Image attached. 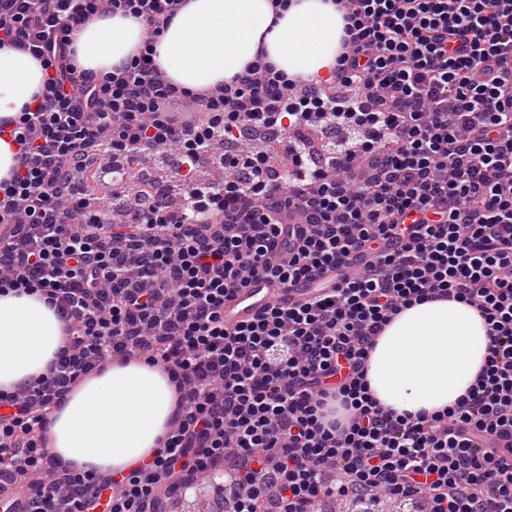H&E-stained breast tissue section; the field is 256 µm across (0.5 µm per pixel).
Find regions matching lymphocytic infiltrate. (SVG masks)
I'll return each instance as SVG.
<instances>
[{
	"mask_svg": "<svg viewBox=\"0 0 512 512\" xmlns=\"http://www.w3.org/2000/svg\"><path fill=\"white\" fill-rule=\"evenodd\" d=\"M184 2L0 0V45L44 71L35 106L0 125L17 146L0 295L39 296L63 324L46 373L0 391V481L27 485L30 512H167L209 477L233 487L229 512L327 497L377 512L381 495L512 512V0H334L345 38L329 79L288 78L261 52L200 90L153 60ZM119 12L146 26L137 54L79 69L74 32ZM273 127L282 167L223 149ZM96 148L130 166L174 150L181 204L74 192ZM331 271L336 286L302 305L224 322L253 281ZM436 300L480 314L485 365L452 407L385 410L367 382L376 341ZM116 359L162 369L175 418L151 460L82 471L51 452L46 423Z\"/></svg>",
	"mask_w": 512,
	"mask_h": 512,
	"instance_id": "lymphocytic-infiltrate-1",
	"label": "lymphocytic infiltrate"
}]
</instances>
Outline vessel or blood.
<instances>
[{"instance_id":"1","label":"vessel or blood","mask_w":512,"mask_h":512,"mask_svg":"<svg viewBox=\"0 0 512 512\" xmlns=\"http://www.w3.org/2000/svg\"><path fill=\"white\" fill-rule=\"evenodd\" d=\"M335 275H327L315 281L302 282L290 287H275L265 281L253 282L249 288L237 293L232 300L224 304V322L234 325L251 320L269 306L282 307L299 305L321 289L331 287ZM28 494L15 485L0 488V505H11L13 512H27Z\"/></svg>"}]
</instances>
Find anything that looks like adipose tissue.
Returning <instances> with one entry per match:
<instances>
[{"mask_svg":"<svg viewBox=\"0 0 512 512\" xmlns=\"http://www.w3.org/2000/svg\"><path fill=\"white\" fill-rule=\"evenodd\" d=\"M333 0H291L274 16L271 0H186L157 46V65L175 83L211 87L251 64L258 51L289 76L328 77L344 36ZM145 38L141 20L106 14L74 36L79 66H121ZM43 72L30 54L0 47V123L18 116L40 89ZM62 344L55 312L34 296H0V390L45 373ZM491 345L471 307L438 300L403 310L379 336L367 380L387 410L433 413L473 384ZM175 394L166 374L135 360L112 362L71 393L50 417V448L88 470L117 472L152 457L169 429Z\"/></svg>","mask_w":512,"mask_h":512,"instance_id":"1","label":"adipose tissue"}]
</instances>
